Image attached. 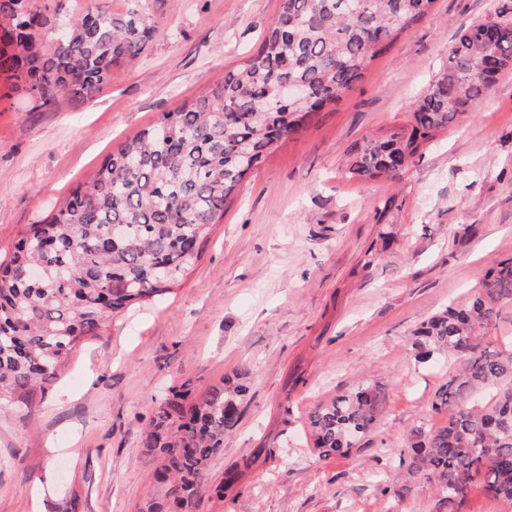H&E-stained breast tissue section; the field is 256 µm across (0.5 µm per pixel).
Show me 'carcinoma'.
Listing matches in <instances>:
<instances>
[{"mask_svg": "<svg viewBox=\"0 0 512 512\" xmlns=\"http://www.w3.org/2000/svg\"><path fill=\"white\" fill-rule=\"evenodd\" d=\"M433 0H280L256 51L198 96L125 140L56 212L21 232L0 263V404L31 410L87 336L144 301L173 292L200 257L211 227L247 175L318 113L337 104L372 62L419 21ZM47 16L30 0H0V74L32 102L93 96L112 66L132 62L154 32L148 15L87 9L49 46ZM512 70V23L488 16L462 26L437 81L407 123L350 149L347 173L396 179L421 146L456 124ZM512 302V258L491 267L464 302L414 331V359L445 354L460 365L400 449L410 478L433 487L443 512H464L480 489L512 502V336L481 347L499 306ZM249 385L239 374L197 396L189 384L156 403L143 434L154 491L138 512H196L227 483L207 479L224 434L240 420ZM384 388L364 384L318 405L314 450L343 455L375 427Z\"/></svg>", "mask_w": 512, "mask_h": 512, "instance_id": "carcinoma-1", "label": "carcinoma"}]
</instances>
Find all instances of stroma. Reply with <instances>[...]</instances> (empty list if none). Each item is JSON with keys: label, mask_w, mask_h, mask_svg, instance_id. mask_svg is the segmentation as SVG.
<instances>
[{"label": "stroma", "mask_w": 512, "mask_h": 512, "mask_svg": "<svg viewBox=\"0 0 512 512\" xmlns=\"http://www.w3.org/2000/svg\"><path fill=\"white\" fill-rule=\"evenodd\" d=\"M34 4L51 20L47 41L87 7L133 6ZM142 5L153 40L93 96L0 99L1 258L123 141L249 58L280 0ZM493 13L511 20L512 0H434L336 106L246 177L173 293L85 337L39 407L0 405V512H59L72 498L78 512H136L152 491L142 438L156 401L181 382L200 393L241 372V420L208 478L255 449L277 454L197 512H438L424 481L401 499L387 492L404 476L396 451L409 432L445 421L430 405L449 362L415 364L412 332L512 258V70L399 180L351 179L344 162L365 135L404 123L457 30ZM366 381L386 392L377 425L349 455L318 459L310 413Z\"/></svg>", "instance_id": "35a3bbf8"}]
</instances>
